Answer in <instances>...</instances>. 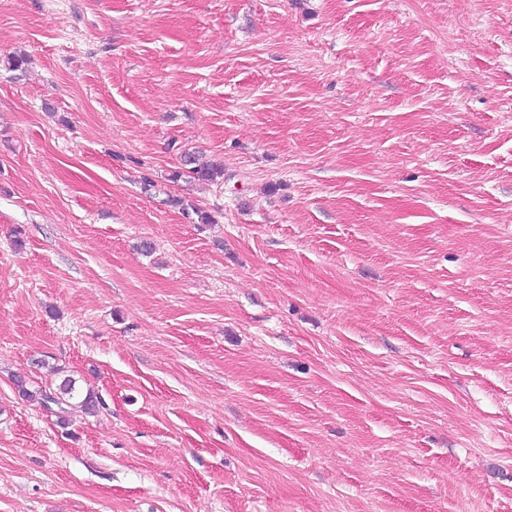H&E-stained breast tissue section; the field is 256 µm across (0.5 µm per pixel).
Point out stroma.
<instances>
[{
    "mask_svg": "<svg viewBox=\"0 0 512 512\" xmlns=\"http://www.w3.org/2000/svg\"><path fill=\"white\" fill-rule=\"evenodd\" d=\"M0 512H512V0H0ZM185 167H188L187 174H184L182 171H175L172 174L173 180H178L182 176L187 175L190 178H193L197 181H207L214 182L218 178H223L224 176V166L220 163L214 162H201L195 156L186 157L184 160ZM41 397V404L44 408L52 410L51 405H55L60 410V413H65V407L72 404L70 401H74V404L83 408L87 411H94L100 404L101 398L92 392H87L85 395L76 391L75 381L71 378H63L61 383L58 385L54 393L39 394Z\"/></svg>",
    "mask_w": 512,
    "mask_h": 512,
    "instance_id": "1",
    "label": "stroma"
}]
</instances>
